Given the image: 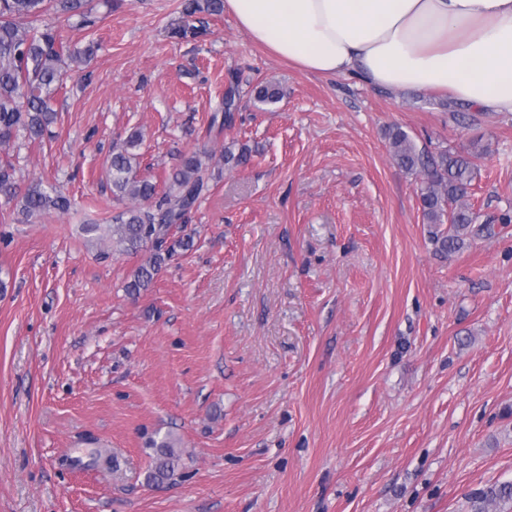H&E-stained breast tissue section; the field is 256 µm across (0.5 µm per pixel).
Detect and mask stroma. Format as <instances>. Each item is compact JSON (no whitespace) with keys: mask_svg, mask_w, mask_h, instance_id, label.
Wrapping results in <instances>:
<instances>
[{"mask_svg":"<svg viewBox=\"0 0 512 512\" xmlns=\"http://www.w3.org/2000/svg\"><path fill=\"white\" fill-rule=\"evenodd\" d=\"M182 2L46 16L99 49L49 134L10 150L21 186L76 206L25 224L0 199V512H471L512 482V113L314 75ZM186 23L202 35L171 37ZM265 82L277 104L256 101ZM395 126L477 153L468 203L490 233L436 251ZM135 130L141 175L197 152L217 176L193 247L134 298L142 256L81 226L117 211L106 160ZM158 434L182 450L160 489Z\"/></svg>","mask_w":512,"mask_h":512,"instance_id":"35a3bbf8","label":"stroma"}]
</instances>
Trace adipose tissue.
<instances>
[{
    "instance_id": "obj_1",
    "label": "adipose tissue",
    "mask_w": 512,
    "mask_h": 512,
    "mask_svg": "<svg viewBox=\"0 0 512 512\" xmlns=\"http://www.w3.org/2000/svg\"><path fill=\"white\" fill-rule=\"evenodd\" d=\"M239 28L318 76L512 113V0H224Z\"/></svg>"
}]
</instances>
